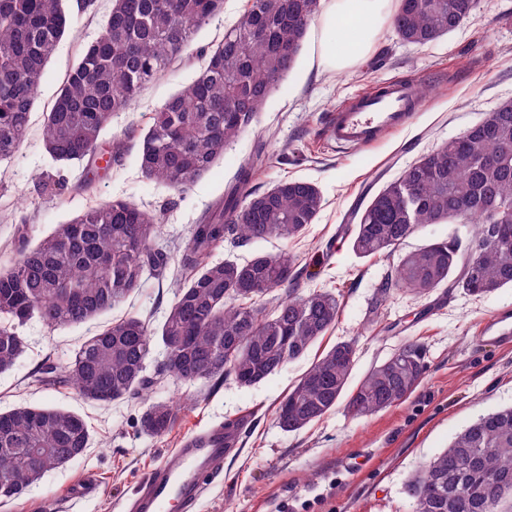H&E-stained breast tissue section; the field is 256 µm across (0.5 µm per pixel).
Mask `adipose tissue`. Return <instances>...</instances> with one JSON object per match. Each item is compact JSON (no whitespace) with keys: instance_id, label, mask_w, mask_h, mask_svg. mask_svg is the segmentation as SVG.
Masks as SVG:
<instances>
[{"instance_id":"adipose-tissue-1","label":"adipose tissue","mask_w":512,"mask_h":512,"mask_svg":"<svg viewBox=\"0 0 512 512\" xmlns=\"http://www.w3.org/2000/svg\"><path fill=\"white\" fill-rule=\"evenodd\" d=\"M391 0H329L321 18L323 37L317 47L318 66L344 71L366 59L372 50L363 25L383 23Z\"/></svg>"}]
</instances>
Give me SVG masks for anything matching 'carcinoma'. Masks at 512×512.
I'll return each mask as SVG.
<instances>
[{
	"instance_id": "cac0c4a2",
	"label": "carcinoma",
	"mask_w": 512,
	"mask_h": 512,
	"mask_svg": "<svg viewBox=\"0 0 512 512\" xmlns=\"http://www.w3.org/2000/svg\"><path fill=\"white\" fill-rule=\"evenodd\" d=\"M320 0H247L242 20L215 49L201 52L196 77L150 113L139 163L143 176L182 195L244 132L276 83L293 67ZM478 0H399V37L426 44L458 28ZM224 13V0H110L98 37L83 46L43 122V141L57 162L85 163L76 190L120 161L123 147L101 148L112 114L131 108L193 47L198 30ZM75 32L63 0H0V160L20 148L45 66ZM264 156L240 165L234 181L200 221L175 259L160 248V217L125 200L91 207L37 243L28 224L14 226L0 266V374L25 355L21 328L77 326L126 301L148 278L167 277L172 260L188 273L172 283L173 300L154 327L137 315L89 336L69 363L52 361L31 376L35 386L68 387L110 404L147 395L157 379L195 382L232 378L251 387L303 357L335 325L341 303L328 291L298 293L295 258L284 248L251 259L211 260L229 238L237 244L300 237L323 206L311 182L281 181L255 193L253 171ZM424 224H463L455 233L404 257L380 288L427 296L454 288L484 296L512 287V101L410 165L375 194L351 230L362 258L392 252ZM281 289L272 302L265 296ZM156 376L146 374L156 348ZM356 346L336 343L301 376L276 409V423L296 432L346 401L353 417L404 402L421 384L425 350L414 339L350 387ZM179 407L149 404L140 430L162 437ZM78 413L55 406L0 412V503L21 496L65 459L90 447ZM412 512H512V406L474 420L406 485Z\"/></svg>"
}]
</instances>
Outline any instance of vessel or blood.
Segmentation results:
<instances>
[{"label":"vessel or blood","mask_w":512,"mask_h":512,"mask_svg":"<svg viewBox=\"0 0 512 512\" xmlns=\"http://www.w3.org/2000/svg\"><path fill=\"white\" fill-rule=\"evenodd\" d=\"M421 106L413 83L386 82L339 106L324 126V137L337 148L363 150L408 126ZM478 339L511 348L512 314L485 320ZM227 453L223 427L184 436L174 457L153 469L123 512H196L208 480L222 473Z\"/></svg>","instance_id":"obj_1"}]
</instances>
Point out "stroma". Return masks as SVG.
Listing matches in <instances>:
<instances>
[{
	"mask_svg": "<svg viewBox=\"0 0 512 512\" xmlns=\"http://www.w3.org/2000/svg\"><path fill=\"white\" fill-rule=\"evenodd\" d=\"M78 4L68 0L76 32L62 40L46 65L27 137L11 159L0 162V263L15 224H30L39 238L81 210L116 198L160 214L158 243L179 253L191 224L223 197L225 185L262 141L269 160L256 170L252 190L261 193L287 179L309 181L323 196L322 210L300 239L285 244L273 238L242 247L223 242L212 258L243 261L289 248L302 274L301 291L335 293L341 312L335 327L305 356L257 386L228 380L215 388L205 381L168 379L147 400L109 405L87 402L70 388L32 386L29 377L44 360L66 363L88 336L113 319L130 313L159 323L173 297L170 280L144 281L126 302L79 327L50 329L30 322L23 329L26 354L0 375V411L21 405L72 410L87 421L92 445L19 499L0 504V512H118L121 499L132 496L157 465L173 458L183 436L242 417L249 426L224 461L223 480L209 486L197 512H411L408 478L480 415L512 405V349L478 339L483 321L512 312V288L481 297L442 289L425 298L398 290L379 297L381 280L401 257L447 239L454 227L424 225L391 256L372 259L354 253L346 230L385 183L512 100V0H478L460 27L424 45L403 43L392 21H385L373 33L385 64L367 59L340 73L312 64L319 24L311 22L294 66L252 127L181 195L143 177L138 138L149 112L196 76L202 65L199 49L215 48L225 30L242 19L246 0H224L223 15L198 31L195 55L148 85L132 109L113 114L106 137L123 142L126 152L89 193L72 189L81 165L55 162L42 138L44 114L83 44L99 34L110 0H96L92 12L79 11ZM395 78L430 92L409 127L362 151L341 152L325 142L323 126L336 107L360 90ZM39 174L47 189L36 183ZM352 339L357 342L351 375L355 383L404 341L422 343L427 369L420 386L403 403L367 418H351L340 405L301 431H281L275 410L288 390L323 351ZM176 395L181 408L172 431L162 437L140 432L138 420L148 401Z\"/></svg>",
	"mask_w": 512,
	"mask_h": 512,
	"instance_id": "obj_1",
	"label": "stroma"
}]
</instances>
